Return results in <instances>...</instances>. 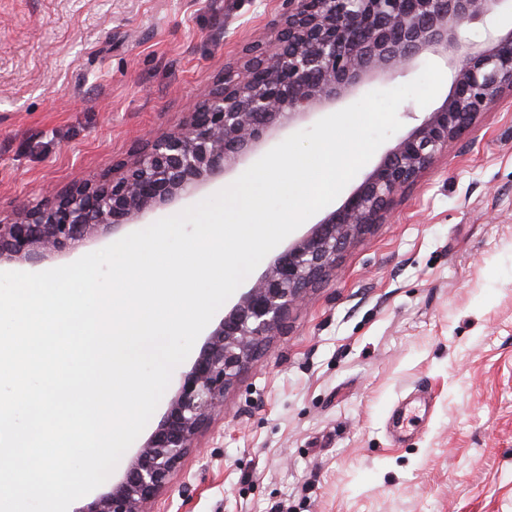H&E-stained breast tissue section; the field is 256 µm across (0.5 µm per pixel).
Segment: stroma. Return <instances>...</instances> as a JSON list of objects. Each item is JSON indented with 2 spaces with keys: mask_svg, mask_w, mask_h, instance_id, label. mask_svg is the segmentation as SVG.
Returning a JSON list of instances; mask_svg holds the SVG:
<instances>
[{
  "mask_svg": "<svg viewBox=\"0 0 512 512\" xmlns=\"http://www.w3.org/2000/svg\"><path fill=\"white\" fill-rule=\"evenodd\" d=\"M284 0H0V219L176 127ZM152 512H512V96L224 392Z\"/></svg>",
  "mask_w": 512,
  "mask_h": 512,
  "instance_id": "stroma-1",
  "label": "stroma"
}]
</instances>
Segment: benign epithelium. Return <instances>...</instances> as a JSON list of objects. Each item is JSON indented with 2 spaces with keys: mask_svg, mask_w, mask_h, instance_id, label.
<instances>
[{
  "mask_svg": "<svg viewBox=\"0 0 512 512\" xmlns=\"http://www.w3.org/2000/svg\"><path fill=\"white\" fill-rule=\"evenodd\" d=\"M505 5L512 8V0H288L276 40L253 45L207 99L188 107L181 125L148 139L112 176L51 192L15 220H0V265H35L72 252L214 184L246 163L271 132L350 97L367 80L407 71L425 53L455 51L448 96L224 310L123 476L74 512H148L224 407L226 387L280 330L291 307L353 239L380 223L398 194L512 93V28L492 25ZM477 21L492 26L482 47L464 39Z\"/></svg>",
  "mask_w": 512,
  "mask_h": 512,
  "instance_id": "obj_1",
  "label": "benign epithelium"
}]
</instances>
